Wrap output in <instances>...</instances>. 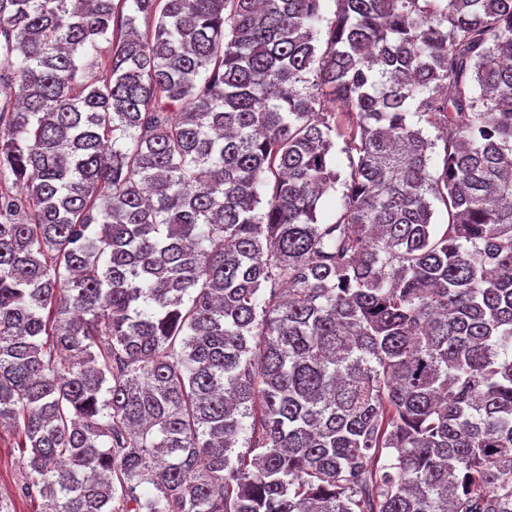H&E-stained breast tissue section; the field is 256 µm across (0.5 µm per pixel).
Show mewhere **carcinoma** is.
<instances>
[{"mask_svg": "<svg viewBox=\"0 0 512 512\" xmlns=\"http://www.w3.org/2000/svg\"><path fill=\"white\" fill-rule=\"evenodd\" d=\"M322 2L0 0L43 512H512V0ZM342 146V143H337L333 155V164L336 171L340 173V181L336 184V190L329 191L319 205L318 218L320 222L335 220L341 209L342 195L345 190V187L341 183L349 173V160L347 155L341 151Z\"/></svg>", "mask_w": 512, "mask_h": 512, "instance_id": "cac0c4a2", "label": "carcinoma"}]
</instances>
